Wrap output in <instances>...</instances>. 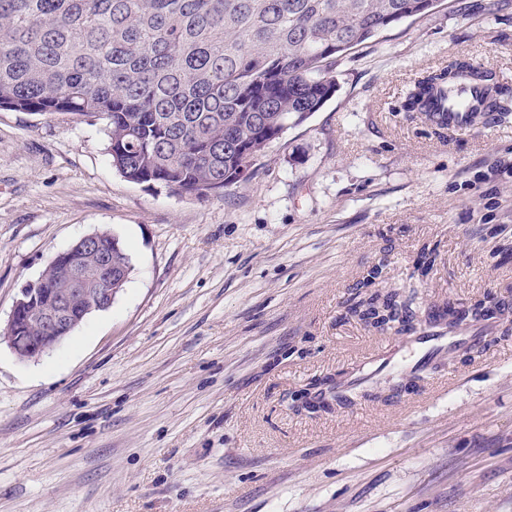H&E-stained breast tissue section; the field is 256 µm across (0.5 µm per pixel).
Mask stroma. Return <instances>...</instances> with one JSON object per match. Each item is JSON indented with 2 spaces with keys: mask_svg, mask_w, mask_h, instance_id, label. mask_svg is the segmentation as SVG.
Instances as JSON below:
<instances>
[{
  "mask_svg": "<svg viewBox=\"0 0 512 512\" xmlns=\"http://www.w3.org/2000/svg\"><path fill=\"white\" fill-rule=\"evenodd\" d=\"M452 60L512 88V0H442L337 57L335 95L205 200L123 178L105 119L0 110V326L85 235L131 262L51 352L0 342V512H512V337L385 403L291 407L392 344L346 314L368 266L427 308L512 302V112L405 109Z\"/></svg>",
  "mask_w": 512,
  "mask_h": 512,
  "instance_id": "stroma-1",
  "label": "stroma"
}]
</instances>
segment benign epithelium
Segmentation results:
<instances>
[{
    "mask_svg": "<svg viewBox=\"0 0 512 512\" xmlns=\"http://www.w3.org/2000/svg\"><path fill=\"white\" fill-rule=\"evenodd\" d=\"M110 233L88 234L68 249L55 255L46 268H84L87 259L95 260L91 267L95 273L97 287H83L84 277L75 275L64 288L47 290L45 275L29 281L20 289L6 327L0 331L21 361L42 356L63 342L73 330L94 311L108 309L114 298L112 288V262L101 259L99 246Z\"/></svg>",
    "mask_w": 512,
    "mask_h": 512,
    "instance_id": "benign-epithelium-1",
    "label": "benign epithelium"
}]
</instances>
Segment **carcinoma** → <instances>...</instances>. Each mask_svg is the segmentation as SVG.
<instances>
[{"instance_id":"carcinoma-1","label":"carcinoma","mask_w":512,"mask_h":512,"mask_svg":"<svg viewBox=\"0 0 512 512\" xmlns=\"http://www.w3.org/2000/svg\"><path fill=\"white\" fill-rule=\"evenodd\" d=\"M438 0H0V110L67 112L108 120L112 166L129 182L164 184L205 199L242 180L288 126L336 92L329 64ZM460 75H486L456 60L419 80L407 109L426 111L431 92ZM112 287L130 262L118 239ZM385 263L368 267V289L347 312L380 334L409 336L437 317L416 294L370 289ZM444 325L493 320L512 333V308L488 294L439 306ZM366 385L336 404L379 399Z\"/></svg>"}]
</instances>
